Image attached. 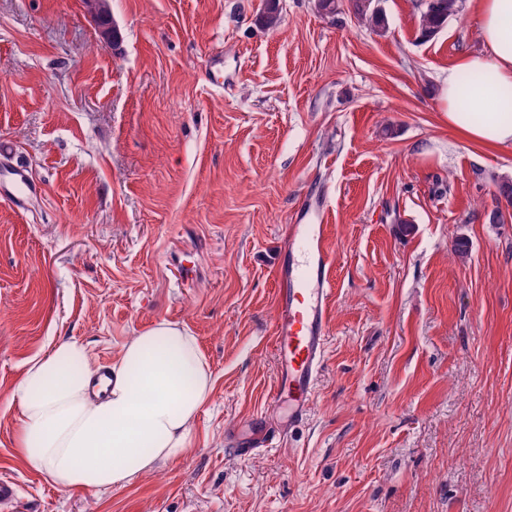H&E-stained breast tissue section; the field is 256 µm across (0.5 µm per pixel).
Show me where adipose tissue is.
<instances>
[{
  "mask_svg": "<svg viewBox=\"0 0 512 512\" xmlns=\"http://www.w3.org/2000/svg\"><path fill=\"white\" fill-rule=\"evenodd\" d=\"M484 50L449 68L448 126L484 146L512 145V0H473ZM465 72L482 82H462ZM98 365L78 340L32 358L12 399L17 451L63 487L95 492L127 485L181 458L213 378L197 341L159 321L132 337L92 393Z\"/></svg>",
  "mask_w": 512,
  "mask_h": 512,
  "instance_id": "ef3b65f1",
  "label": "adipose tissue"
}]
</instances>
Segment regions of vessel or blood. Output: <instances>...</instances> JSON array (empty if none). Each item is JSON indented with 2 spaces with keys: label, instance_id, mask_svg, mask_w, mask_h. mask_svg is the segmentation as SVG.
I'll list each match as a JSON object with an SVG mask.
<instances>
[{
  "label": "vessel or blood",
  "instance_id": "obj_1",
  "mask_svg": "<svg viewBox=\"0 0 512 512\" xmlns=\"http://www.w3.org/2000/svg\"><path fill=\"white\" fill-rule=\"evenodd\" d=\"M335 263L325 224L289 225L288 251L275 290L272 341L278 370L270 405L276 409L287 406L286 421L292 427L307 419L320 378ZM280 431V426L266 418H257L234 451L249 457Z\"/></svg>",
  "mask_w": 512,
  "mask_h": 512
}]
</instances>
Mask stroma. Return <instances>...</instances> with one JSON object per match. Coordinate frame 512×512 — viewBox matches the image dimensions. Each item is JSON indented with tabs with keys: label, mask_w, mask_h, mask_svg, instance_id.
<instances>
[{
	"label": "stroma",
	"mask_w": 512,
	"mask_h": 512,
	"mask_svg": "<svg viewBox=\"0 0 512 512\" xmlns=\"http://www.w3.org/2000/svg\"><path fill=\"white\" fill-rule=\"evenodd\" d=\"M0 0V140L37 189L0 201V476L29 512H512V146L449 128L448 69L474 9L429 40L420 0ZM337 251L329 335L302 425L230 449L276 374V270L303 203ZM500 209L504 223L489 215ZM467 254L455 251L458 239ZM213 387L181 459L101 492L16 450L28 360L76 339L109 364L160 320ZM111 0H83L86 11L99 22L104 23L99 26L100 36L105 40H112L116 33L112 28ZM353 13L374 31L384 30L385 17L383 12L376 8L374 0H349Z\"/></svg>",
	"instance_id": "obj_1"
}]
</instances>
